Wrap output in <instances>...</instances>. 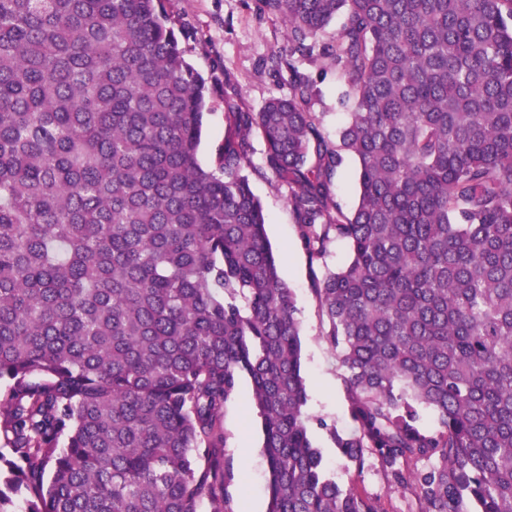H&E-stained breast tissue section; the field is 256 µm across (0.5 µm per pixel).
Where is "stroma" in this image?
I'll return each mask as SVG.
<instances>
[{
    "label": "stroma",
    "mask_w": 512,
    "mask_h": 512,
    "mask_svg": "<svg viewBox=\"0 0 512 512\" xmlns=\"http://www.w3.org/2000/svg\"><path fill=\"white\" fill-rule=\"evenodd\" d=\"M181 31L180 46L185 57L206 79L209 88L206 116L198 159L203 167L216 166V149L226 132L224 98L239 97L253 111L271 99L287 96L290 75L287 67H275L271 57L286 46L284 24L262 9L261 0H164ZM293 67L309 77L318 93V112L328 136L348 120L349 104L336 72L327 61L298 57ZM255 169L249 178L266 219V232L281 259V276L292 288L300 322L302 368L307 380L309 433L321 449L329 472L343 486H353L381 500L386 512H413L408 491L388 486L374 459L363 471H355L340 456L334 433L354 432L345 380L348 375L339 349L325 339L327 324L314 293L317 280L327 271L345 264V244L331 243L323 258L311 259L299 240L288 204V189L263 173L265 143L252 134ZM251 389L249 379L239 382V396L230 401L224 417L225 462L232 470H244L247 496L238 502L239 512H266L268 472L262 454L261 422L244 398Z\"/></svg>",
    "instance_id": "35a3bbf8"
}]
</instances>
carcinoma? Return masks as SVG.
<instances>
[{"mask_svg":"<svg viewBox=\"0 0 512 512\" xmlns=\"http://www.w3.org/2000/svg\"><path fill=\"white\" fill-rule=\"evenodd\" d=\"M262 3L288 96L225 97L205 170L206 84L162 0H0V512H233L243 375L267 512H384L309 436L255 131L310 256L348 245L315 288L357 423L341 456L375 455L415 512H512V0ZM297 55L354 100L334 140ZM347 155L350 214L330 189Z\"/></svg>","mask_w":512,"mask_h":512,"instance_id":"1","label":"carcinoma"}]
</instances>
